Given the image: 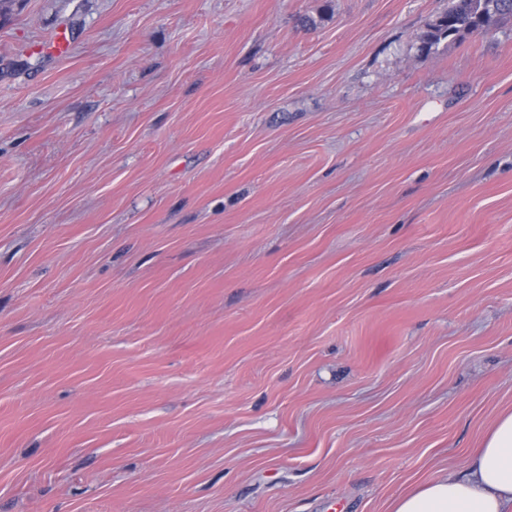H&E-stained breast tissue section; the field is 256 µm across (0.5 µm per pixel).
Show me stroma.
I'll return each instance as SVG.
<instances>
[{"instance_id":"obj_1","label":"stroma","mask_w":512,"mask_h":512,"mask_svg":"<svg viewBox=\"0 0 512 512\" xmlns=\"http://www.w3.org/2000/svg\"><path fill=\"white\" fill-rule=\"evenodd\" d=\"M448 4L0 0V512L465 474L512 409V17L422 52Z\"/></svg>"}]
</instances>
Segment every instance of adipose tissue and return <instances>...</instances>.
<instances>
[{"mask_svg": "<svg viewBox=\"0 0 512 512\" xmlns=\"http://www.w3.org/2000/svg\"><path fill=\"white\" fill-rule=\"evenodd\" d=\"M391 512H512V411L497 418L467 474L436 478L402 494Z\"/></svg>", "mask_w": 512, "mask_h": 512, "instance_id": "1", "label": "adipose tissue"}]
</instances>
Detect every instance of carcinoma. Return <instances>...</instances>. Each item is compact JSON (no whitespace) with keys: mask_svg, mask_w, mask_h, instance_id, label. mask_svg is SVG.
<instances>
[{"mask_svg":"<svg viewBox=\"0 0 512 512\" xmlns=\"http://www.w3.org/2000/svg\"><path fill=\"white\" fill-rule=\"evenodd\" d=\"M505 17H512V0H449L448 9L428 25L421 50L429 53L450 37L485 34L493 23Z\"/></svg>","mask_w":512,"mask_h":512,"instance_id":"1","label":"carcinoma"}]
</instances>
